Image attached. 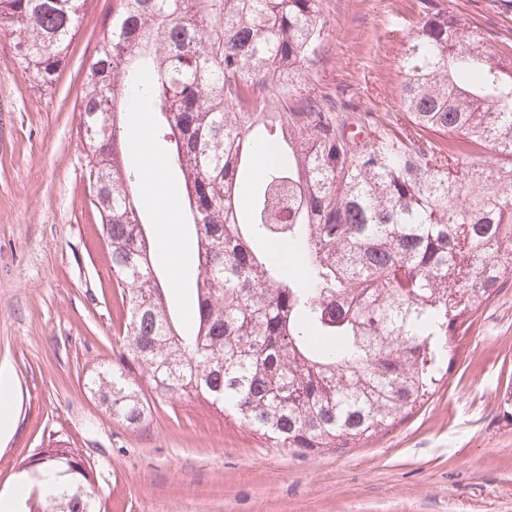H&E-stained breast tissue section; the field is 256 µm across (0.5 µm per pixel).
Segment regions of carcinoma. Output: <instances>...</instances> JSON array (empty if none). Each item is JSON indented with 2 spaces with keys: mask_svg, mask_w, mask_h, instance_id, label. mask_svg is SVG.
Segmentation results:
<instances>
[{
  "mask_svg": "<svg viewBox=\"0 0 512 512\" xmlns=\"http://www.w3.org/2000/svg\"><path fill=\"white\" fill-rule=\"evenodd\" d=\"M323 0H116L79 112L87 175L132 364L89 392L139 428L153 397L203 398L297 457L354 448L412 414L448 338L512 277V52L420 0L388 122L301 96L328 20ZM84 0H0L18 61L52 88ZM275 91L257 99L254 88ZM158 115L183 183L194 261L179 328L155 270L124 155L131 103ZM272 145L259 175L243 171ZM502 157L496 166L479 156ZM288 243L301 273L254 252ZM63 482L24 512H95L93 472L43 448Z\"/></svg>",
  "mask_w": 512,
  "mask_h": 512,
  "instance_id": "carcinoma-1",
  "label": "carcinoma"
}]
</instances>
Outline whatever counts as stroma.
Returning a JSON list of instances; mask_svg holds the SVG:
<instances>
[{"mask_svg": "<svg viewBox=\"0 0 512 512\" xmlns=\"http://www.w3.org/2000/svg\"><path fill=\"white\" fill-rule=\"evenodd\" d=\"M492 45L512 48L501 0H438ZM114 0H85L56 85L40 89L0 31V375L14 420L0 436V494L40 448L61 441L91 467L98 512H512V282L451 337L435 389L413 414L346 451L295 457L196 398L156 405L130 429L84 387L117 362L115 295L106 244L86 180L79 105L96 36ZM328 39L311 80L387 119L398 110L405 35L419 0H323ZM164 195L140 192L159 277L179 320L178 288L192 258L176 175ZM178 253H171L170 242Z\"/></svg>", "mask_w": 512, "mask_h": 512, "instance_id": "1", "label": "stroma"}]
</instances>
